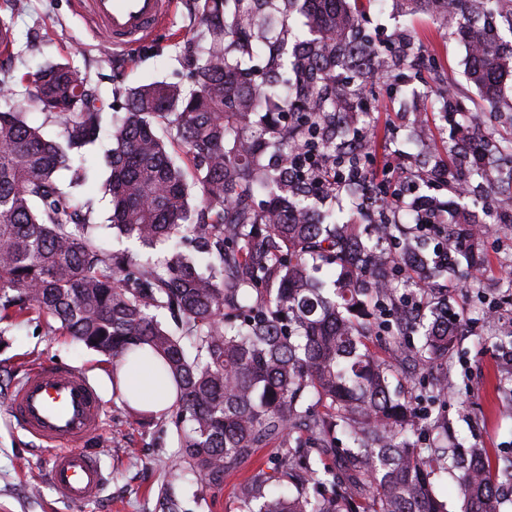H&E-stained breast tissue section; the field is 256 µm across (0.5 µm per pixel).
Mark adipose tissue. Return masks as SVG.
<instances>
[{"label":"adipose tissue","mask_w":512,"mask_h":512,"mask_svg":"<svg viewBox=\"0 0 512 512\" xmlns=\"http://www.w3.org/2000/svg\"><path fill=\"white\" fill-rule=\"evenodd\" d=\"M115 385L125 403L134 411L157 418L167 415L176 398L170 379L160 378L152 359L128 363L116 374Z\"/></svg>","instance_id":"1"}]
</instances>
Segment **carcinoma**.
<instances>
[{
    "label": "carcinoma",
    "mask_w": 512,
    "mask_h": 512,
    "mask_svg": "<svg viewBox=\"0 0 512 512\" xmlns=\"http://www.w3.org/2000/svg\"><path fill=\"white\" fill-rule=\"evenodd\" d=\"M341 2L197 0L205 31L193 89L155 81L125 92L127 112L103 157L112 203L105 225L94 222L92 201L73 204L88 179L73 162L99 140L106 101L68 62L33 74L30 105L63 126L64 139L30 123L24 109L0 110V321L35 307L115 363L137 347L159 354L160 375L176 383L187 463L206 486L257 449H278L273 472L239 486L237 512H448L432 488L442 467L458 471L463 512H500L493 471L512 473V460L494 470L482 448L464 457L411 442L416 414L391 388L393 365L370 353L373 338L413 330L422 343L403 352L405 364L448 356L456 336L448 314L383 323L369 307L388 299L380 290L395 266L432 290L452 269L399 224L389 232H402L400 249L380 259L361 225L339 224L331 210L314 214L310 191L288 171L289 155L313 134L329 160L355 163L344 155L355 129L338 120L336 94L360 96L364 71L339 91L336 75L374 47L357 40L361 18ZM410 2L455 23L471 44L469 79L494 107L512 73L498 28L500 18L512 24V0ZM295 9L308 18L304 38L272 23ZM261 46V80L241 79ZM288 71L298 95L283 86ZM300 103L305 122L275 127L277 113ZM495 153L512 159V138L485 142L472 172L489 180ZM61 170L73 171L66 185ZM452 215L448 228L467 232L463 257L472 267L482 254L473 216ZM103 228L170 254H108ZM322 262L336 266L328 282L315 277ZM157 309L181 322V335L157 320ZM339 432L348 447H336ZM327 456L336 464L315 468Z\"/></svg>",
    "instance_id": "carcinoma-1"
}]
</instances>
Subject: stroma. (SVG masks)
<instances>
[{
  "instance_id": "35a3bbf8",
  "label": "stroma",
  "mask_w": 512,
  "mask_h": 512,
  "mask_svg": "<svg viewBox=\"0 0 512 512\" xmlns=\"http://www.w3.org/2000/svg\"><path fill=\"white\" fill-rule=\"evenodd\" d=\"M23 3L17 10L13 0H0V19L9 23L14 41L11 56L0 59V81L17 84L13 103L20 106L27 97L21 78L46 62L68 61L87 74L90 88L111 108L102 118L98 143L86 152L92 175L76 199H93L105 249L139 253L135 240L105 228L110 204L101 189L108 175L103 154L113 123L126 112L127 88L155 80L191 88L203 28L197 11L182 0L165 26L125 51L109 49L78 0ZM362 24L385 61L379 81L364 94V121L374 132L366 151L416 181L418 194L455 199L447 186L420 179L421 169L414 163L418 150L407 133L421 123L429 142L455 152L456 173L469 186L468 196L460 199L462 207L483 215L496 192L470 177L469 144L512 132V78L504 81L497 109H484L479 90L465 75L468 47L443 21L413 11L407 0H378L367 8ZM451 86L462 111L449 119L445 112ZM483 252L476 287L464 286L458 277L448 281V307L470 322V329L457 337L447 358L413 374L398 371L393 385L411 407L447 422L449 446H480L495 464L512 458V402L507 399L512 372L500 366L499 339L483 316L493 303L503 325L512 324V224L501 225L497 242L484 244ZM53 360L85 374L102 399L103 431L88 445L100 449L111 477L99 501L81 507L57 497L44 473L48 450L18 429L6 411L7 395L25 370ZM442 372L448 375V393L429 404L425 395ZM111 373V357L73 342L47 314L34 312L20 323L0 321V512H234L240 483L266 468L273 449L258 450L223 484L203 486L184 460L174 415L155 419L131 412L110 393Z\"/></svg>"
}]
</instances>
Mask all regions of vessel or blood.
Instances as JSON below:
<instances>
[{"label": "vessel or blood", "instance_id": "obj_1", "mask_svg": "<svg viewBox=\"0 0 512 512\" xmlns=\"http://www.w3.org/2000/svg\"><path fill=\"white\" fill-rule=\"evenodd\" d=\"M109 46L149 38L173 13V0H80ZM7 408L15 424L52 446L48 477L59 499L82 506L97 500L109 476L101 454L87 447L102 430V401L78 371L61 364L29 369L12 387Z\"/></svg>", "mask_w": 512, "mask_h": 512}]
</instances>
